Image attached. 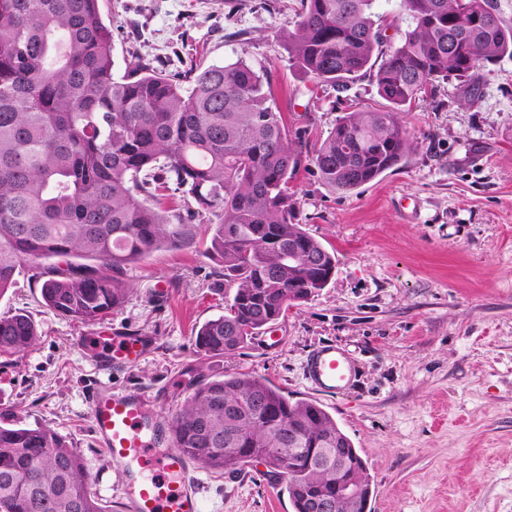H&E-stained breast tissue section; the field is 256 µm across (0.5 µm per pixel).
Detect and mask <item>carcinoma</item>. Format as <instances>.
Wrapping results in <instances>:
<instances>
[{
    "instance_id": "cac0c4a2",
    "label": "carcinoma",
    "mask_w": 512,
    "mask_h": 512,
    "mask_svg": "<svg viewBox=\"0 0 512 512\" xmlns=\"http://www.w3.org/2000/svg\"><path fill=\"white\" fill-rule=\"evenodd\" d=\"M376 0H301L276 38L318 83L348 92L380 54ZM407 22L374 75L387 110L356 109L303 155L306 131L284 123L264 72L239 57L176 78L141 57L113 73L112 30L99 0H0V294L20 269L43 267V303L83 323L120 307L123 270L161 250L192 249L224 264V314L196 333L207 356L232 353L330 281L336 257L299 224L293 182L303 160L349 192L403 163L404 109L437 83L470 80L512 58V24L493 0H398ZM458 53L448 54V37ZM323 263L306 268L292 248ZM38 336L23 313L0 316V354ZM238 407L233 417L224 405ZM175 447L199 467L242 471L262 457L293 506L333 493L310 457L288 466L285 437L351 452L313 400L290 401L246 373L198 382L170 417ZM112 512L92 490L79 449L44 426L0 425V512Z\"/></svg>"
}]
</instances>
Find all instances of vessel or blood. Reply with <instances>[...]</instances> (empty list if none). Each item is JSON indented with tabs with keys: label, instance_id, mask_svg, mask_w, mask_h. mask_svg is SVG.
<instances>
[{
	"label": "vessel or blood",
	"instance_id": "1",
	"mask_svg": "<svg viewBox=\"0 0 512 512\" xmlns=\"http://www.w3.org/2000/svg\"><path fill=\"white\" fill-rule=\"evenodd\" d=\"M100 368L130 367L147 353L149 336L116 333L98 338ZM304 377L311 389L339 394L356 378L353 357L335 345L319 346L306 357ZM90 418L99 446L108 453L125 480V512H203L202 500L189 478L190 459L170 447L165 421L147 400L129 391H104L90 404ZM164 451H157V444Z\"/></svg>",
	"mask_w": 512,
	"mask_h": 512
}]
</instances>
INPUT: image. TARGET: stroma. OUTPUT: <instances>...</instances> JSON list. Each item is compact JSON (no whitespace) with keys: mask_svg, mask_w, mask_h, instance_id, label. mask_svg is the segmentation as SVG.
I'll return each instance as SVG.
<instances>
[{"mask_svg":"<svg viewBox=\"0 0 512 512\" xmlns=\"http://www.w3.org/2000/svg\"><path fill=\"white\" fill-rule=\"evenodd\" d=\"M300 0H101L113 71L134 57L174 74L245 58L265 66L290 127L310 141L349 110L344 94L309 80L276 39ZM403 119L404 162L342 193L312 170L293 182L307 232L335 253L318 295L254 338L207 356L195 333L224 312V268L201 249L162 250L128 266L132 290L112 314L82 324L47 308L32 268L0 294V315L28 314L38 338L0 355V425L46 426L80 449L92 489L121 512L124 483L93 435L89 403L102 390L146 397L168 415L203 379L249 373L290 400H318L358 449L372 512H512V59L484 68L476 94L439 83ZM151 337L131 367L103 370L100 331ZM354 357V386L308 389L303 364L322 344ZM205 512H293L286 491L248 467H193Z\"/></svg>","mask_w":512,"mask_h":512,"instance_id":"stroma-1","label":"stroma"}]
</instances>
